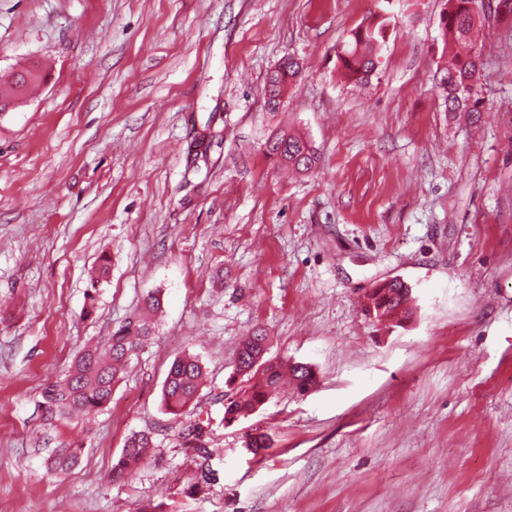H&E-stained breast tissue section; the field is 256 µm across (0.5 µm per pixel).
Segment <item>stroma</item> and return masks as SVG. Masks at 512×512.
<instances>
[{"instance_id":"stroma-1","label":"stroma","mask_w":512,"mask_h":512,"mask_svg":"<svg viewBox=\"0 0 512 512\" xmlns=\"http://www.w3.org/2000/svg\"><path fill=\"white\" fill-rule=\"evenodd\" d=\"M442 8L396 0L358 89L337 55L377 0H0V76L44 75L0 110V512H512V26L483 30L472 124L436 84ZM287 55L302 72L270 112ZM282 129L311 142L314 174L268 157ZM393 278L411 313L375 320L366 294ZM156 292L164 313L108 407L48 418L42 386ZM256 328L317 383L229 426ZM186 352L207 378L174 420L162 385ZM195 424L213 480L193 496ZM139 431L152 451L112 481ZM65 444L82 456L59 479L46 458ZM301 70L299 62L294 57L282 60L277 68L268 74L265 82V107L270 112L280 108L282 96L289 86L297 79ZM109 269L110 260L107 256H103L99 267L90 280L89 289L86 293L87 302L84 308L85 316H90L93 312H95L97 304V297L95 294H97L99 288H101L104 283H107ZM187 432L183 433V445L186 448H192L199 458H205L206 455H210V449L207 448L208 441L206 440L207 435L205 427L197 424L192 428H188Z\"/></svg>"}]
</instances>
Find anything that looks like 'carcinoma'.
I'll return each instance as SVG.
<instances>
[{
    "mask_svg": "<svg viewBox=\"0 0 512 512\" xmlns=\"http://www.w3.org/2000/svg\"><path fill=\"white\" fill-rule=\"evenodd\" d=\"M488 19L483 0H445L440 15L439 31L446 44L466 49L463 54L451 56L447 64L439 66V88L449 114H462L475 123L482 112L478 97V83L484 62L476 51L483 37L484 23ZM389 17L382 7L372 15L367 24H360L351 31L348 41L338 55L343 76L354 84H367L376 75L380 64V52L386 40ZM301 70L299 62L290 57L280 62L266 77L265 107L274 112L280 108L282 96L297 79ZM41 80L38 66L0 79V103L18 96H25ZM267 151L279 167L297 173H308L316 167L317 156L309 142L293 133H280L268 139ZM110 260L104 256L90 280L86 293L84 315L96 310L99 288L107 282ZM366 308L378 319L398 313H406L411 301V289L399 280L382 282L366 294ZM160 297L150 295L143 302L140 312L112 332L104 341L85 345L75 356L65 377L45 385L41 391L42 405L52 417L78 418L90 415L105 406L112 398V390L121 379L128 362L141 345L153 335L151 316L161 310ZM289 374L298 394L303 395L317 382L316 372L305 363L268 357L267 338L256 332L244 338L238 349L232 375V384L239 376H247L252 384L239 397L226 395L224 421L230 425L240 417L262 407L270 395L281 385L284 374ZM206 377L199 359L184 355L173 360L162 386L161 404L167 413L180 415L198 396ZM183 445L191 448L198 457L210 454L207 448L205 427L197 424L183 434ZM269 434L259 432L248 437L246 448L255 456L264 455L272 448ZM153 447L150 433L132 434L112 464V479L128 477L137 469L148 449ZM49 469L57 478L67 476L78 463L74 448L52 449Z\"/></svg>",
    "mask_w": 512,
    "mask_h": 512,
    "instance_id": "cac0c4a2",
    "label": "carcinoma"
}]
</instances>
